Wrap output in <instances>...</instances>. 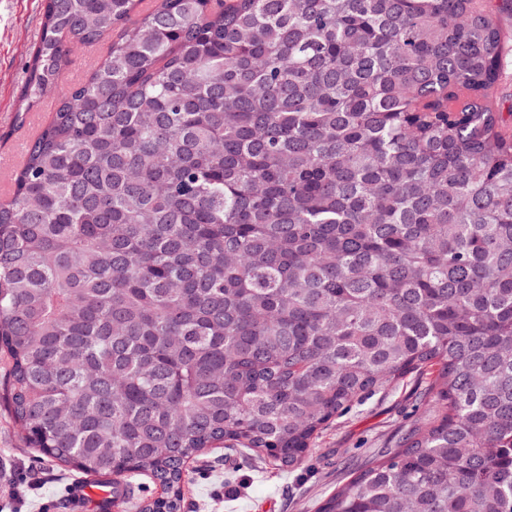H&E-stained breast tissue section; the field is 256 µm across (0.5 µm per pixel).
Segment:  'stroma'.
<instances>
[{"instance_id": "35a3bbf8", "label": "stroma", "mask_w": 512, "mask_h": 512, "mask_svg": "<svg viewBox=\"0 0 512 512\" xmlns=\"http://www.w3.org/2000/svg\"><path fill=\"white\" fill-rule=\"evenodd\" d=\"M41 0H0V167L32 138L33 119L48 121L54 95L38 116L18 115L20 89L41 34ZM426 382L411 378L356 403L320 434L313 454L292 472L261 467L227 449L208 450L187 465L180 512H317L346 474L364 469L422 418ZM93 479L47 461L30 448L0 398V512H119L75 485Z\"/></svg>"}]
</instances>
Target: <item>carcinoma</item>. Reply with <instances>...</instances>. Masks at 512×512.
I'll list each match as a JSON object with an SVG mask.
<instances>
[{"mask_svg":"<svg viewBox=\"0 0 512 512\" xmlns=\"http://www.w3.org/2000/svg\"><path fill=\"white\" fill-rule=\"evenodd\" d=\"M0 204L28 444L178 512L205 448L294 469L354 404L428 409L319 512H512V125L493 0H43ZM90 50L91 49L83 46H78L74 49L69 57L68 64L64 67L61 81L57 87H68L72 83L86 77L94 64H96L102 56V53L98 52V56L92 59L89 56Z\"/></svg>","mask_w":512,"mask_h":512,"instance_id":"1","label":"carcinoma"}]
</instances>
